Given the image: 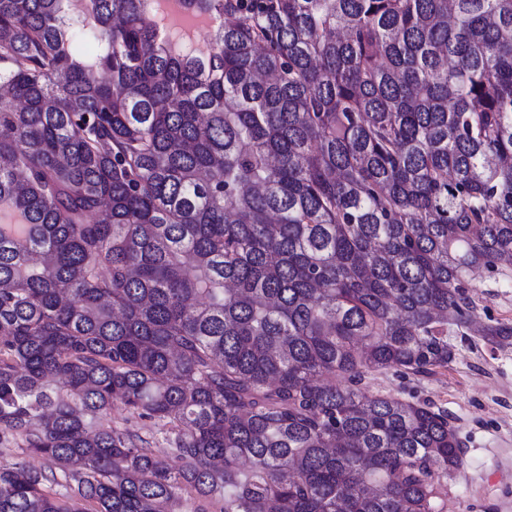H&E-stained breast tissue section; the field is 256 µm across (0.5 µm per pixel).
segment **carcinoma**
<instances>
[{
  "mask_svg": "<svg viewBox=\"0 0 512 512\" xmlns=\"http://www.w3.org/2000/svg\"><path fill=\"white\" fill-rule=\"evenodd\" d=\"M187 2L183 54L146 0H0V444L54 465L0 457V512H444L448 415L357 385L512 267V0ZM129 418L127 422L126 419ZM112 425L130 431L146 438L150 442L152 451L171 466H177L178 461L169 453V447L160 434L156 433L154 421L148 419L131 418L121 407L115 406L112 410Z\"/></svg>",
  "mask_w": 512,
  "mask_h": 512,
  "instance_id": "obj_1",
  "label": "carcinoma"
}]
</instances>
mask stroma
Segmentation results:
<instances>
[{"label":"stroma","mask_w":512,"mask_h":512,"mask_svg":"<svg viewBox=\"0 0 512 512\" xmlns=\"http://www.w3.org/2000/svg\"><path fill=\"white\" fill-rule=\"evenodd\" d=\"M471 297L482 323L512 322V270L473 273ZM454 357L428 376L392 370L367 374L370 395L392 394L445 410L465 454L464 466L448 479L456 512H512V346L486 343L478 334L449 327Z\"/></svg>","instance_id":"obj_1"}]
</instances>
